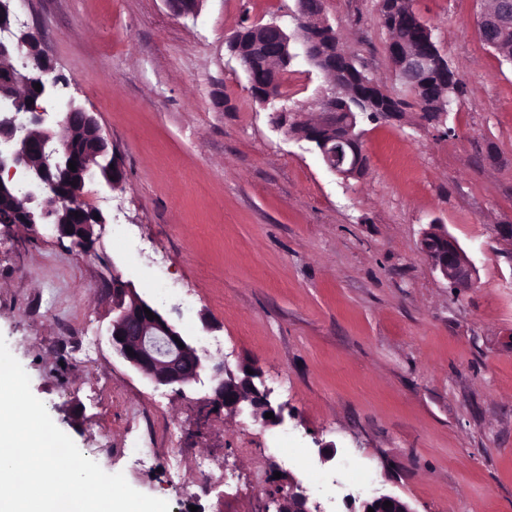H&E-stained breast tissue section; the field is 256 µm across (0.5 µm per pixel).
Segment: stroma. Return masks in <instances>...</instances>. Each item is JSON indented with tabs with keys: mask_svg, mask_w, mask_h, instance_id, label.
<instances>
[{
	"mask_svg": "<svg viewBox=\"0 0 512 512\" xmlns=\"http://www.w3.org/2000/svg\"><path fill=\"white\" fill-rule=\"evenodd\" d=\"M292 6L19 0L59 100L96 118L126 178L87 183L107 219L89 252L49 225L0 224V336L78 449L169 512H276L292 482L330 512L384 494L413 512H512V62L481 38L484 0H413L461 91L441 123L415 107L362 121L367 168L346 181L274 127L225 42ZM326 15L406 97L378 0H327ZM327 87L300 58L281 101L314 113ZM434 220L476 267L469 292L421 250ZM116 276L210 363L257 362L283 424L214 409L210 372L179 391L134 371L109 341Z\"/></svg>",
	"mask_w": 512,
	"mask_h": 512,
	"instance_id": "stroma-1",
	"label": "stroma"
}]
</instances>
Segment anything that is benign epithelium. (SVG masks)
Listing matches in <instances>:
<instances>
[{
  "mask_svg": "<svg viewBox=\"0 0 512 512\" xmlns=\"http://www.w3.org/2000/svg\"><path fill=\"white\" fill-rule=\"evenodd\" d=\"M17 0H0V59L8 67L0 71V224H50L59 239L85 250L93 243L94 226L106 223L100 211L83 202L87 182L95 180L114 189L125 179L117 157L113 167L98 170L92 159L108 152V141L93 115L68 101L57 124L77 127L78 140L59 136L43 128L53 121L43 103L51 99L60 83L54 67L43 54L39 41L29 32H17ZM176 15H195L203 0H166ZM325 0H295L288 11L292 24L272 21L251 24L235 30L226 42L237 58L249 82L252 98L267 106L279 98L276 86L280 70L298 56L330 80V91L320 102L314 119L299 110H276L275 125L288 136L314 146L333 173L348 179L360 177L366 170L361 133L356 131L357 113L351 104L372 106L365 89L374 81L355 64L353 54L340 48L337 31L327 21ZM478 25L489 34L488 45L495 47L500 37L512 32V0H495V7L481 12ZM425 48L414 49L389 41L387 52L395 74L419 91L418 100L427 111L438 107L437 115H448V100L443 88L452 78L448 61L433 47L432 33L424 30ZM268 67V77L259 82L254 77L256 62ZM40 90H35V84ZM76 164V170L68 167ZM421 249L433 268L461 294L476 287V268L457 241L448 235L445 225L431 222L422 232ZM112 319V348L137 373L157 387L183 386L197 381L204 369L205 356L170 321L160 307L142 298L135 289L116 279ZM150 310V319L145 310ZM251 372H246V369ZM259 368L241 365L233 371L224 364L215 368L216 385L212 406L240 414L247 410L265 425L284 421L283 406L270 401V393L260 388ZM274 418H265V413ZM389 501L392 506L384 507ZM277 512H323L321 504L296 484L278 493ZM414 512L398 496L381 495L360 505V512Z\"/></svg>",
  "mask_w": 512,
  "mask_h": 512,
  "instance_id": "obj_1",
  "label": "benign epithelium"
}]
</instances>
